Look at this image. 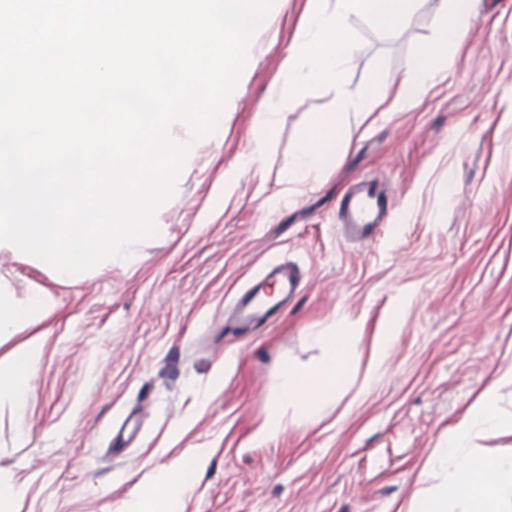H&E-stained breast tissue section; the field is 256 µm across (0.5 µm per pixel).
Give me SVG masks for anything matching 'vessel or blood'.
Masks as SVG:
<instances>
[{
    "instance_id": "obj_1",
    "label": "vessel or blood",
    "mask_w": 512,
    "mask_h": 512,
    "mask_svg": "<svg viewBox=\"0 0 512 512\" xmlns=\"http://www.w3.org/2000/svg\"><path fill=\"white\" fill-rule=\"evenodd\" d=\"M388 207V198L377 179L362 178L353 184L348 194L341 200L339 211L343 224L352 238L368 241L377 233ZM273 282L278 283L285 297H292L299 284L300 274L288 265L276 266L270 274ZM260 285H253L238 300L237 306L226 321L227 327L239 329L263 324L267 311L258 309L256 300L260 294Z\"/></svg>"
}]
</instances>
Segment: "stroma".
Instances as JSON below:
<instances>
[{
    "label": "stroma",
    "instance_id": "stroma-1",
    "mask_svg": "<svg viewBox=\"0 0 512 512\" xmlns=\"http://www.w3.org/2000/svg\"><path fill=\"white\" fill-rule=\"evenodd\" d=\"M317 4L333 0H272L222 137L200 139L130 257L63 281L0 250V306L37 289L46 299L0 340L5 366L39 346L25 406L0 399L7 512H127L167 471H193L200 448L207 463L181 512H421L456 457L512 456V0H470L466 41L445 48L439 77L370 117L347 108L345 152L292 183L313 116L405 78L443 19L441 0H418L400 29L350 15L342 87L292 86L283 62ZM273 95L276 134L260 144L255 115ZM256 149L258 166L229 178ZM361 176L391 197L368 242L346 236L338 211ZM271 263L298 267L302 288L278 317L225 333ZM340 329L349 340L333 357L317 339ZM331 359L341 384L311 426L280 404L281 372ZM493 383L500 429L464 426ZM120 429L132 438L116 457Z\"/></svg>",
    "mask_w": 512,
    "mask_h": 512
}]
</instances>
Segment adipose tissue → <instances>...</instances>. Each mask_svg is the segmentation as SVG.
Here are the masks:
<instances>
[{
	"label": "adipose tissue",
	"mask_w": 512,
	"mask_h": 512,
	"mask_svg": "<svg viewBox=\"0 0 512 512\" xmlns=\"http://www.w3.org/2000/svg\"><path fill=\"white\" fill-rule=\"evenodd\" d=\"M416 0H335L331 13L314 12L307 18L309 33L289 49L286 74L289 80L341 85L344 64L353 58V46L346 28L350 14L362 13L383 26L402 27ZM467 0H454L444 14L435 42L418 46L409 69L423 80L435 78L441 69V49L462 44L467 37ZM343 115L328 112L317 116L298 139L288 178L301 181L313 173L328 171L345 150ZM340 380L333 366L310 374L287 370L283 373L280 400L294 406L308 424L320 419L321 404L330 399ZM196 475L182 469L169 471L163 478L165 495L161 500L137 498L130 512H178V505L189 492ZM462 503L461 512H499L503 499L512 498V460L495 456L460 459L445 494L428 499L423 512H448L449 498Z\"/></svg>",
	"instance_id": "ef3b65f1"
}]
</instances>
